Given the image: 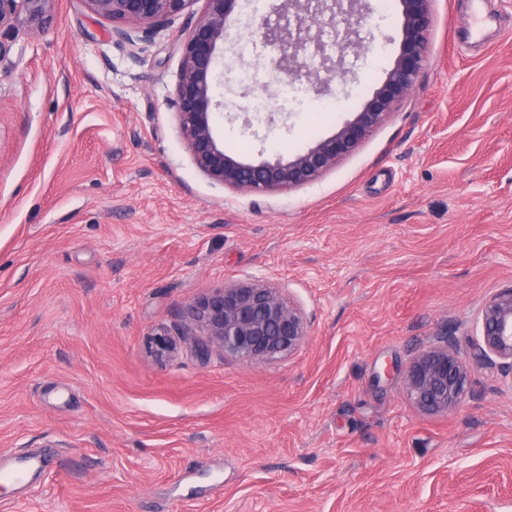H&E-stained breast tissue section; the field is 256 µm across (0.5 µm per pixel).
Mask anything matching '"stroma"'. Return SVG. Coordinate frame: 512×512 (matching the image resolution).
I'll use <instances>...</instances> for the list:
<instances>
[{"label":"stroma","instance_id":"obj_1","mask_svg":"<svg viewBox=\"0 0 512 512\" xmlns=\"http://www.w3.org/2000/svg\"><path fill=\"white\" fill-rule=\"evenodd\" d=\"M334 77L244 134L272 52L243 59L215 132L245 163L328 138L399 53V0H364ZM194 0L129 45L84 0L0 58V452L42 459L0 512H512V377L470 361L461 407H415L403 372L449 334L461 356L512 286V26L463 34L432 0L415 86L311 184L255 196L194 166L171 104ZM342 99L331 113L317 104ZM247 277L304 310L288 357L199 356L183 313ZM179 353L160 364L146 338ZM149 350L158 361H166L177 352V343L167 333H157L149 338Z\"/></svg>","mask_w":512,"mask_h":512}]
</instances>
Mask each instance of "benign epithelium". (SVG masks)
<instances>
[{
  "label": "benign epithelium",
  "instance_id": "obj_1",
  "mask_svg": "<svg viewBox=\"0 0 512 512\" xmlns=\"http://www.w3.org/2000/svg\"><path fill=\"white\" fill-rule=\"evenodd\" d=\"M55 0H0V35L26 19L37 33ZM93 12L118 24H131L141 32L134 38L118 27V39L129 44L149 41L193 0H84ZM205 8L182 45L172 105L182 139L197 169L213 182L236 191L261 195L310 184L350 152L392 111L415 85L424 66L431 25L430 0H400L403 22L400 52L383 85L361 111L345 121L332 136L306 146L284 160L244 163L224 150L214 132L215 111L224 106L216 99V66L220 44L240 55L242 44L230 38L227 20L240 0H204ZM343 0H280L267 10L252 14V36L269 46L267 83L284 86L301 77L312 79L309 62L319 59L326 73L335 71L326 53L323 34L336 33V43L361 53L370 46L354 39L356 32L344 18ZM185 325L204 336L194 341L200 350L217 348L243 362H272L294 352L308 336L303 310L276 284L248 278L218 288L189 304ZM149 350L158 361L177 352V343L166 333L149 338ZM472 357L483 364L499 363L512 375V286L492 295L481 311L479 336ZM466 361L448 336L420 349L403 374L405 392L420 410L447 413L458 409L464 397Z\"/></svg>",
  "mask_w": 512,
  "mask_h": 512
}]
</instances>
